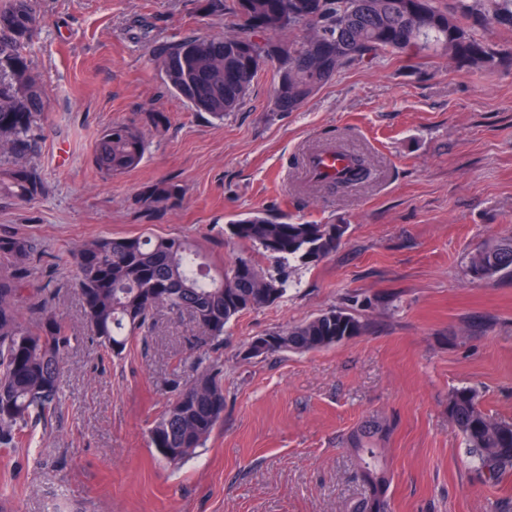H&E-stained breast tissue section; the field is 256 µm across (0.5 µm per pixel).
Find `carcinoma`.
<instances>
[{"label":"carcinoma","instance_id":"cac0c4a2","mask_svg":"<svg viewBox=\"0 0 512 512\" xmlns=\"http://www.w3.org/2000/svg\"><path fill=\"white\" fill-rule=\"evenodd\" d=\"M238 23L227 35L186 34L157 50L167 70L169 91L196 111L222 122L241 109L262 68L275 64L272 102L294 112L334 76L348 68L373 66L386 57L441 56L470 69L493 71L512 62V47L489 41L484 31L512 33V0H234ZM40 19L32 0H0V195L34 200L45 183L30 158L37 144L47 100L30 69L25 47ZM146 151L143 131L114 123L97 139L93 161L106 177L140 166ZM365 161L349 156L335 182L351 186L363 178ZM182 194L176 184L153 192L163 208ZM345 224L275 222L260 212L226 225L227 238L243 251L222 268H212L180 236H109L77 251L78 284L94 337L113 356L129 339L147 334L154 312L165 307L189 312L206 340L224 336L241 314L283 301L290 269L317 263L335 252ZM32 243L0 237V448L26 441L29 419L46 415L60 398L61 364L73 336L46 310L38 289L25 292L20 271ZM273 261L277 274L260 266L252 252ZM512 274V237L472 253L465 275L474 282ZM362 317L332 308L249 343L246 356L309 353L360 336ZM221 370L200 373L165 406L150 430L155 448H169V462H181L203 447L223 419ZM448 420L485 481L512 475V422L496 419L479 405L471 387L448 393ZM389 423L371 420L347 439L367 491L353 512H391L385 449Z\"/></svg>","mask_w":512,"mask_h":512}]
</instances>
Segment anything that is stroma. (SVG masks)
<instances>
[{"instance_id": "stroma-1", "label": "stroma", "mask_w": 512, "mask_h": 512, "mask_svg": "<svg viewBox=\"0 0 512 512\" xmlns=\"http://www.w3.org/2000/svg\"><path fill=\"white\" fill-rule=\"evenodd\" d=\"M206 3L34 0L42 25L26 54L48 106L31 161L46 191L0 196V236L34 240L26 285L47 289L74 340L58 409L32 420L23 447L0 449V512H350L365 486L345 439L376 417L392 423V512H512V476L482 483L448 421V393L462 386L512 420V277L464 272L471 253L512 237V66L400 56L277 112L270 64L219 124L168 91L154 56L187 33L228 31L232 17ZM151 112L167 123L146 125ZM115 122L144 128L147 145L136 170L107 179L93 149ZM327 148L366 157L369 178L317 182L309 159ZM168 182L183 196L148 209ZM256 211L348 231L336 252L293 269L283 302L241 314L221 342L164 308L122 358L92 339L72 263L83 242L179 235L224 265L241 251L225 225ZM335 307L362 308L364 333L246 358L252 337ZM202 354L223 366L224 418L171 464L149 430Z\"/></svg>"}]
</instances>
